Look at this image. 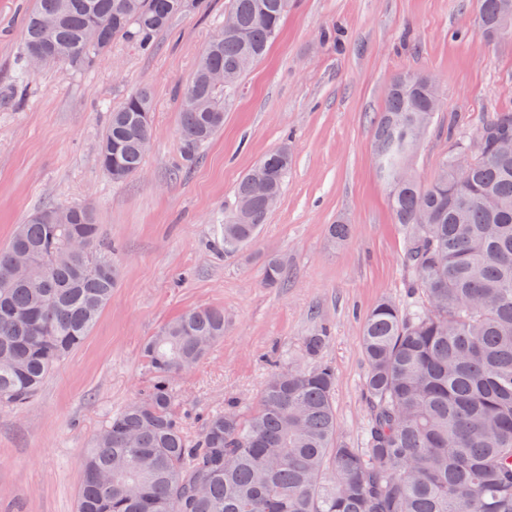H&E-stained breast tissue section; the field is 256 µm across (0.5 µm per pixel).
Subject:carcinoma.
Wrapping results in <instances>:
<instances>
[{"instance_id":"obj_1","label":"carcinoma","mask_w":512,"mask_h":512,"mask_svg":"<svg viewBox=\"0 0 512 512\" xmlns=\"http://www.w3.org/2000/svg\"><path fill=\"white\" fill-rule=\"evenodd\" d=\"M499 0H480L482 33L496 38ZM290 0H229L236 26L205 48L181 91L184 160L224 126V92L277 39ZM199 0H34L22 19L20 66L92 68L112 40L143 48ZM95 29L97 41H85ZM224 73V84L211 82ZM429 74L389 84L374 130L378 171L405 230L407 301L380 299L361 338L369 420L363 447L336 439V376L320 360L326 335L306 339L312 366L267 378L254 408L229 404L188 434L174 410V379L224 339V309L204 306L165 323L144 346L155 380L105 423L83 455L77 512H512V113L492 112L476 135L486 151L459 177L470 137L449 131L448 156L429 180L410 162L411 129L441 109ZM152 97L140 89L112 109L98 163L114 182L142 171ZM284 146L266 155L268 191L281 195ZM269 209L248 171L220 227L224 254L252 243ZM266 281L282 282L277 258ZM118 271L87 204L45 207L0 246V407L19 408L90 335L112 300Z\"/></svg>"}]
</instances>
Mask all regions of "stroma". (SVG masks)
Listing matches in <instances>:
<instances>
[{
  "label": "stroma",
  "instance_id": "stroma-1",
  "mask_svg": "<svg viewBox=\"0 0 512 512\" xmlns=\"http://www.w3.org/2000/svg\"><path fill=\"white\" fill-rule=\"evenodd\" d=\"M32 0H0V244L48 205L92 204L119 281L84 343L18 409L0 408V512H75L83 453L152 382L142 348L166 322L224 310L225 333L174 386L191 433L237 402L250 410L276 361L304 367L303 341L325 330L336 373L338 440L361 447L368 420L361 347L366 312L405 300L404 239L374 160L375 122L392 78L432 74L443 106L414 160L428 180L490 112H512V41L487 39L479 0H292L267 55L224 95V128L193 163L181 158L180 93L228 0H202L151 50L115 39L96 65L21 73L20 21ZM146 87L153 136L144 167L112 182L97 145L113 107ZM288 146L292 165L259 236L217 246L241 177ZM350 227L335 242L329 227ZM279 259L284 283H265Z\"/></svg>",
  "mask_w": 512,
  "mask_h": 512
}]
</instances>
